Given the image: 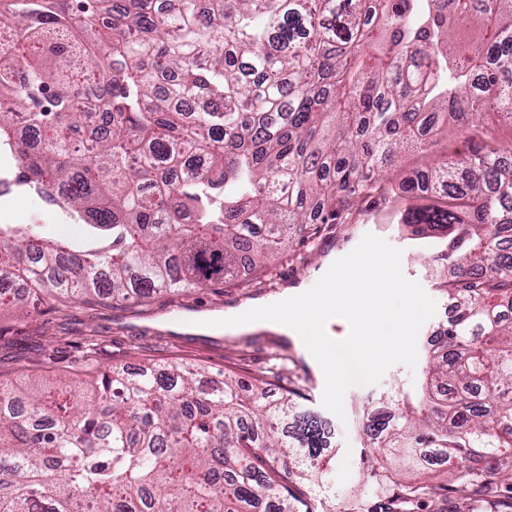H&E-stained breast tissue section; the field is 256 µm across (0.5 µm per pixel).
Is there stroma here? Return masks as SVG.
<instances>
[{
    "instance_id": "stroma-1",
    "label": "stroma",
    "mask_w": 512,
    "mask_h": 512,
    "mask_svg": "<svg viewBox=\"0 0 512 512\" xmlns=\"http://www.w3.org/2000/svg\"><path fill=\"white\" fill-rule=\"evenodd\" d=\"M483 142L512 143V124L498 113L487 112L477 129L468 133L452 123L442 126L430 152L401 149L376 190L354 202L347 223L321 225L314 240L296 244L290 255L274 262L265 276L247 288L231 280L185 294L162 293L144 302L133 300L121 305L98 299L61 301L17 289L14 300L0 306V382H45L96 375L114 365L128 369L151 362H176L212 375L232 372L250 384L266 379L296 389L306 397L308 408L322 412L324 374L292 338L263 327L237 335L219 323L203 331H175L172 322L193 314L220 320L253 300L310 289L335 260L371 233L401 249L404 275L419 282L437 303L435 316L418 335V347H425L448 312V299L437 285L436 272L424 260L426 254L440 249L441 242L434 237L412 236L401 223L400 214L409 208L440 205L443 199L435 194L403 196L399 186L414 171L449 157H464L472 145ZM1 224L22 225L33 237L62 234L77 243L82 240L81 230L71 218L37 196L17 191L0 196ZM421 381V370L397 364L378 384L347 391L346 418L333 422L334 458L320 486L299 482L292 487L305 512H350L366 473L363 434L352 421L355 408L379 407L381 397L393 389L410 390ZM435 485L438 492L422 512H512V503L493 492L454 491L444 477L436 479Z\"/></svg>"
}]
</instances>
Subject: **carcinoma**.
Wrapping results in <instances>:
<instances>
[{
    "instance_id": "carcinoma-1",
    "label": "carcinoma",
    "mask_w": 512,
    "mask_h": 512,
    "mask_svg": "<svg viewBox=\"0 0 512 512\" xmlns=\"http://www.w3.org/2000/svg\"><path fill=\"white\" fill-rule=\"evenodd\" d=\"M0 153L96 244L0 226V304L18 281L115 303L264 269L294 239L344 224L398 150L450 117L512 121V0H0ZM98 122L92 139L85 124ZM446 198L404 224L442 232L430 257L450 314L423 385L362 419L369 447L464 492L512 501V147L483 143L401 186ZM246 394L185 366L120 367L49 392L0 385V512H300L335 433L297 391ZM364 492L419 501L373 466Z\"/></svg>"
}]
</instances>
